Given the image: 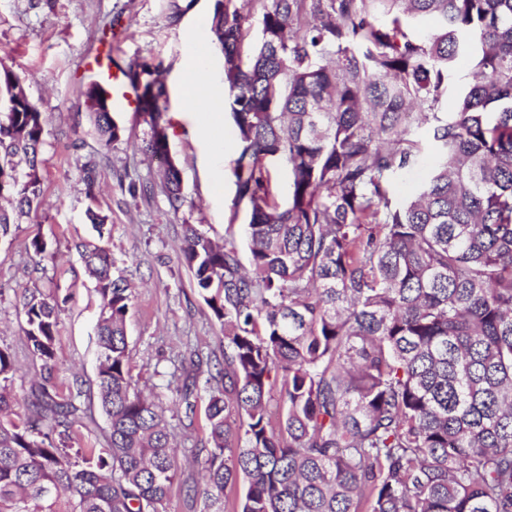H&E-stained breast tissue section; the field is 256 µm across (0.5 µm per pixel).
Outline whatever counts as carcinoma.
I'll return each mask as SVG.
<instances>
[{
    "mask_svg": "<svg viewBox=\"0 0 512 512\" xmlns=\"http://www.w3.org/2000/svg\"><path fill=\"white\" fill-rule=\"evenodd\" d=\"M217 0L207 19L224 54L238 132L234 239L185 228L180 261L224 326V372L202 360L176 386L193 424L210 389L201 465L208 512H512V0ZM259 39L243 55L253 12ZM428 18L414 37L408 23ZM462 53L474 57L455 110L436 111ZM151 93L140 149L170 151L166 88ZM108 147L126 137L96 84L81 91ZM416 193L391 182L423 151ZM42 113L0 62V237L40 205ZM288 167V199L270 190ZM161 191L183 205L180 170ZM102 300L98 395L108 447L75 448L81 408L53 375L60 305L22 298L41 381L13 410L16 369L0 348V512H167L180 464L164 409L131 376L133 286L104 247L82 253ZM279 388L274 423L268 395ZM242 493L230 498L232 490ZM420 138L424 145L425 155L419 164L408 174L398 176L394 181L393 198L397 202H401L409 197L416 188L421 184L423 178L427 174L432 163V147L430 140L429 127L425 126L420 130Z\"/></svg>",
    "mask_w": 512,
    "mask_h": 512,
    "instance_id": "cac0c4a2",
    "label": "carcinoma"
}]
</instances>
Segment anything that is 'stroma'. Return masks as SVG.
Here are the masks:
<instances>
[{
    "label": "stroma",
    "mask_w": 512,
    "mask_h": 512,
    "mask_svg": "<svg viewBox=\"0 0 512 512\" xmlns=\"http://www.w3.org/2000/svg\"><path fill=\"white\" fill-rule=\"evenodd\" d=\"M214 0H0V61L19 75L42 113L43 200L29 218L0 238V348L9 350L17 372L12 385L16 412L26 410L25 391L39 377L41 363L29 347L21 301L35 292L63 299L55 342V377L63 387L79 388L81 418L73 426V445L106 447L108 426L98 399L96 324L101 300L80 258L97 233L85 219L89 204L110 218L105 241L114 272L134 287L127 316L132 375L140 388L154 390L166 410L183 474L169 493L167 512H206L196 461L208 446V390L195 395V425H182L184 405L167 388L181 360L191 352L208 358L212 369L224 366V329L199 296L192 272L180 262L185 227L195 224L224 240L227 226H237L239 251L247 245L241 224L246 207L234 204L233 161L239 140L230 116H223L224 167L215 170L214 146L199 131L211 119L209 109L191 101L183 83V65L191 42L207 46L216 72L224 56L206 25ZM113 26L114 35L101 31ZM107 51L110 69L128 73L140 63L160 67L167 89L166 117L171 157L182 175L184 204L172 210L165 195L130 194V181L156 182L161 164L139 149L145 130L137 113L117 112L114 120L131 140L103 147L81 89L101 82L90 61ZM98 172L97 198L89 200L85 166ZM45 239L47 251L25 249L32 237Z\"/></svg>",
    "instance_id": "stroma-1"
}]
</instances>
